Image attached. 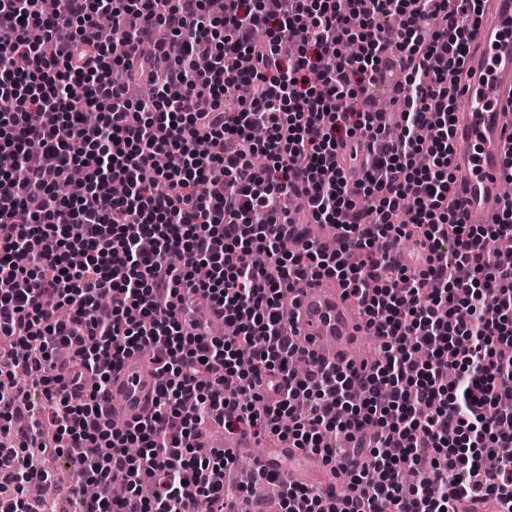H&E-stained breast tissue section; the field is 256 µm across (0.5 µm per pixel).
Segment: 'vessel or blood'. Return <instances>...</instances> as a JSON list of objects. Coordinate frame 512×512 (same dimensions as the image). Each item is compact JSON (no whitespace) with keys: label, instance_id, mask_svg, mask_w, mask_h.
<instances>
[{"label":"vessel or blood","instance_id":"obj_1","mask_svg":"<svg viewBox=\"0 0 512 512\" xmlns=\"http://www.w3.org/2000/svg\"><path fill=\"white\" fill-rule=\"evenodd\" d=\"M464 96L469 106L455 123L454 188L465 216L493 224L504 202L512 198V185L501 177L504 141L512 133V0H485L479 29L468 48ZM296 326L308 352L333 343L340 363L349 361L365 334L359 309L330 277L303 288ZM155 388L156 378L144 360L129 356L113 375L103 406L114 423L123 424L148 411ZM292 458L303 462L294 481L309 483L320 461L300 449L274 445L258 464L278 472Z\"/></svg>","mask_w":512,"mask_h":512}]
</instances>
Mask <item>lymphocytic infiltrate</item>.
Returning <instances> with one entry per match:
<instances>
[{
  "label": "lymphocytic infiltrate",
  "instance_id": "lymphocytic-infiltrate-1",
  "mask_svg": "<svg viewBox=\"0 0 512 512\" xmlns=\"http://www.w3.org/2000/svg\"><path fill=\"white\" fill-rule=\"evenodd\" d=\"M480 2L457 0L438 28L444 0H224L217 17L208 0H60L53 16L0 0V337L23 348L0 354V512H37L44 476L25 457L46 427L73 484L99 490L80 512H238L275 482L256 512H512V265L493 248L512 200L498 223L466 222L451 161L448 75ZM394 73L391 138L382 113L341 104ZM242 83L255 100L226 106ZM312 224L333 225L335 247ZM321 276L381 359L311 357L299 380L286 301ZM136 352L152 407L117 427L99 396ZM204 428L345 464L350 489L254 469L225 498L236 456L205 447Z\"/></svg>",
  "mask_w": 512,
  "mask_h": 512
}]
</instances>
